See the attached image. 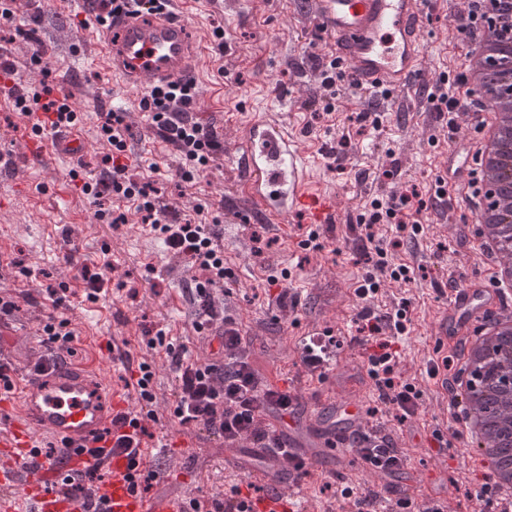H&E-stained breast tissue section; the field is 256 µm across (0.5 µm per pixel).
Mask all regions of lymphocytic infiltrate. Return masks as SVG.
Here are the masks:
<instances>
[{"label": "lymphocytic infiltrate", "instance_id": "1", "mask_svg": "<svg viewBox=\"0 0 512 512\" xmlns=\"http://www.w3.org/2000/svg\"><path fill=\"white\" fill-rule=\"evenodd\" d=\"M195 91L193 81H179L152 89L140 103L141 110L149 113L152 126L168 142L177 145L184 160L179 176L187 183L206 171L220 150L215 135L193 121L189 114ZM53 94L54 88L46 80L33 92L16 86L9 91L21 113L53 112L59 123L71 124L73 111L66 102L54 99ZM124 128L123 112H106L101 127L111 147L104 157L106 168L98 176L83 182L81 191L95 199L109 192L137 200L138 211L144 213L153 230L158 232L165 249L204 273L203 278L195 279L190 290L191 300L197 306L195 332L206 333L217 324L224 328L220 338L224 354L212 359L191 357L186 345L167 343L164 330H157L149 338V346L165 348L174 373L170 415L180 426L206 431L227 444L246 441L256 448L284 451L281 439L270 436L265 418L271 412L283 417L293 412V395L290 390L269 383L255 369L245 350L243 336L234 321L225 317L224 307L215 297L216 286L228 276L218 235L210 225L195 224L188 219L177 220L174 209L156 205L147 186L134 179L128 164L121 161L126 148ZM411 201L408 194L372 200L371 209L368 215L362 216L360 224L369 229L386 222L395 225L397 231L407 230L412 236H419L424 231L423 226L407 224L403 219L404 210ZM365 256L372 270L366 273L356 290L360 299L378 294L381 276L394 281L410 280L411 267L390 263L386 248L378 245L366 248ZM408 313L409 303L404 300L383 314L369 311L358 314L359 331L367 351V371L376 382L381 403L392 408L402 422L420 414L424 406L423 393L416 384L395 376L398 354L393 340L407 332ZM152 378L150 365L138 363L134 390L139 409L135 416L120 413L115 417L116 422L130 424L140 437L147 433L145 420L155 417Z\"/></svg>", "mask_w": 512, "mask_h": 512}]
</instances>
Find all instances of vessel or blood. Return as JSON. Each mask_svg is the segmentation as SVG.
<instances>
[{
    "label": "vessel or blood",
    "instance_id": "obj_1",
    "mask_svg": "<svg viewBox=\"0 0 512 512\" xmlns=\"http://www.w3.org/2000/svg\"><path fill=\"white\" fill-rule=\"evenodd\" d=\"M184 2L169 0L168 9L159 12L128 7L111 14L99 38L107 77L141 92L192 77L201 57ZM307 7L332 39L334 56L350 85L388 88L395 111L421 109L419 89L434 81L421 50L430 0H309ZM54 120L49 112L23 116L19 149L29 159L49 153L64 160L84 155L85 140L77 129L55 125ZM473 137L471 127L459 121L448 129L450 150L440 177L456 197L465 196L470 181L459 149ZM236 160L248 206L242 210L231 201L224 210L238 222L260 217L281 228L289 215L300 211L308 223H335L336 203L315 188L304 148L287 124L255 114ZM499 305L495 289L475 278L467 286L449 289L430 326L441 355L458 352L471 327ZM324 308L321 318L308 321L289 341L305 376L304 387L295 392L299 419L286 426L269 423L272 434L287 432L288 452H265L261 477L270 491L257 503L258 512H284L287 501L299 496L305 467L319 458H334L337 471H345L339 446L350 434L386 435L364 416L374 383L365 369L345 366L348 347L336 341L334 305L328 301ZM100 362L94 352L81 365L57 364L27 376L9 397L0 398V407L13 412L9 424L0 425V512H93L96 503L103 512H187V492L159 491L147 497L132 490L129 458L118 446L125 430L112 423L116 413L130 410L131 400L120 385L106 384ZM434 388L432 414L443 421L448 414L447 373L437 374ZM47 439L55 446L49 455L40 451ZM95 464L102 478L91 497L70 494L63 478ZM251 469V457L239 446H225L226 474L242 479ZM373 476L385 500L422 494L440 506L449 499L448 484L435 470H406L397 483L379 470Z\"/></svg>",
    "mask_w": 512,
    "mask_h": 512
}]
</instances>
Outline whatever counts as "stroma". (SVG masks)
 Masks as SVG:
<instances>
[{"label": "stroma", "mask_w": 512, "mask_h": 512, "mask_svg": "<svg viewBox=\"0 0 512 512\" xmlns=\"http://www.w3.org/2000/svg\"><path fill=\"white\" fill-rule=\"evenodd\" d=\"M457 8V0H438L426 16L427 37L422 44L434 73L452 77L469 49L448 27ZM185 11L202 45L203 65L195 82L204 98L194 113L222 145L217 166L193 184L178 177L179 152L140 111L142 92L103 78L98 46L89 40L88 29L79 25L84 11L71 9L67 0H41L38 9L19 13L16 27L0 28V41L11 43L16 69L12 83L34 88L45 75L58 83L80 113V131L88 143L81 163L50 159L34 164L21 157L14 177L0 179V249L6 254L0 263V288L20 303L19 310L4 319L15 333L5 338L0 357L16 374L31 372L44 352L39 329L53 311L50 292L73 283L77 293L66 296L62 306L75 333L69 360L87 358L84 337L90 334L105 343L122 342L132 362L151 364L158 418L148 422L147 429L152 443L161 448L154 463L157 477L213 499L231 487L221 466L224 445L207 433L171 421L173 373L168 357L164 348L147 345L148 332L162 328L168 341L186 344L195 357L208 350L207 341L193 329L196 308L187 293L199 271L164 250L132 201L106 195L94 203L81 193L83 178L102 170L109 151L100 136L104 113L113 105L123 110L129 127L124 135L125 160L131 173L150 186L159 204L204 224L217 223L224 265L232 276L216 296L246 338L254 367L264 374L269 364H276L284 385L294 384L298 371L286 352L287 341L300 323L320 314L324 299L338 288L350 291L338 322L348 336H357L356 319L363 302L355 290L367 265L355 223L315 229L293 215L283 233L257 222L239 224L225 215V199L240 192L235 155L250 114L263 112L288 123L305 145L312 181L319 190L335 194L345 212L356 214L367 211L373 199L412 189L431 201L448 151V128L436 113L424 110L412 114L409 126L399 125L389 113L391 99L363 98L344 82L336 85L334 111H325L315 60L330 57L332 40L299 0H244L237 16L214 11L205 0H186ZM218 27L225 31L220 48L212 38ZM34 40L44 50L40 71L30 65ZM361 113L367 114V121H358ZM375 114L383 122L378 130L370 122ZM326 144L342 147L343 164L332 167L322 158ZM386 169L391 177H383ZM99 208L124 215V222L98 221ZM418 219L423 234L403 239L395 249L390 246L396 236L394 225L373 226L375 242L389 245L391 260L415 270L412 282L385 281L373 304L386 310L400 299H410V329L396 341L397 374L424 383L427 367L436 360L428 327L445 301L436 287L438 278L460 286L466 268L480 269L488 280L492 267L479 250L471 203H458L449 227L428 207ZM255 231L260 241L252 240ZM313 232L321 250L303 246ZM89 273L99 274L103 281L93 301L86 296ZM367 408L370 423L390 434L405 426L414 428L419 442L404 451L407 467L442 468L456 483L450 512H472L474 504L467 493L484 484L485 472L462 440L438 447L429 412L402 425L381 409L377 399H370ZM323 466L324 474L311 481L300 498L308 512L336 501L337 489L356 483L355 474H333L332 461H324Z\"/></svg>", "instance_id": "1"}]
</instances>
